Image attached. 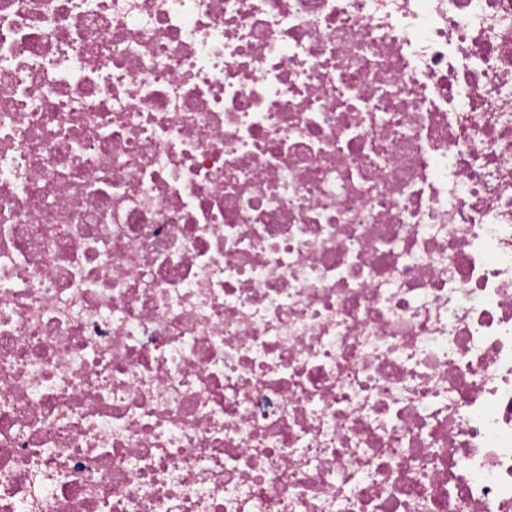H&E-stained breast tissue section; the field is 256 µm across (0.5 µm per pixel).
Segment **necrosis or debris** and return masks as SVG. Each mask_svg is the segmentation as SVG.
<instances>
[{"instance_id": "1", "label": "necrosis or debris", "mask_w": 512, "mask_h": 512, "mask_svg": "<svg viewBox=\"0 0 512 512\" xmlns=\"http://www.w3.org/2000/svg\"><path fill=\"white\" fill-rule=\"evenodd\" d=\"M0 512H512V0H0Z\"/></svg>"}]
</instances>
